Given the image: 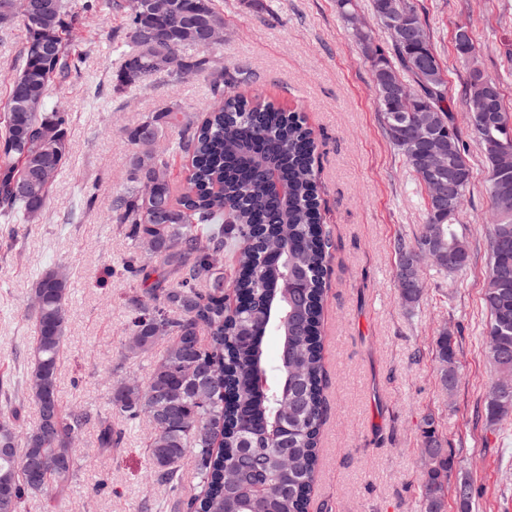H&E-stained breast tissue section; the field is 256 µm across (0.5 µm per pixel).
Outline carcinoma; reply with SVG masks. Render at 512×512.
I'll return each instance as SVG.
<instances>
[{"label": "carcinoma", "instance_id": "obj_1", "mask_svg": "<svg viewBox=\"0 0 512 512\" xmlns=\"http://www.w3.org/2000/svg\"><path fill=\"white\" fill-rule=\"evenodd\" d=\"M175 16L148 18L137 0H84L82 13L66 0L40 21H23L26 39L0 123V222L41 224L58 171L69 157V113L48 106L51 85L79 71L71 37L81 14L119 11L125 18L129 50L116 74L120 86L145 83L165 74L179 80L185 69L208 77L212 104L197 117L179 106L146 116L125 130L131 147L130 185L112 199V216L126 226L134 247L124 272L140 282L149 301L136 307L126 329L138 338L125 358L152 352L155 326L167 328L169 344L153 358L142 381L113 387L110 402L121 417H142L151 425L145 439V477L172 484L183 459L197 462L199 491L173 502V512H309L325 416L323 364L324 277L331 239L322 222L320 186L313 168V132L300 112L235 91L237 75L212 55L203 32L224 27L218 0H177ZM420 41L391 38L392 56L366 37L361 49L371 64L378 110L385 133L426 192V223L436 225V245L452 263L439 271H459L470 260L457 214L473 178L447 83L419 12L408 4ZM172 35L173 59L158 70L137 41L144 26ZM468 64L465 105L472 113L482 89L500 88V79L475 58L473 40L456 47ZM431 114L456 161V179L432 183L420 167L431 147L416 140L417 121ZM487 160L492 220L486 227L488 273L484 303L489 314L486 347L495 380L512 375V189L501 195L492 174L512 165V125L471 128ZM173 134L165 148L158 141ZM189 159L175 183L171 154ZM46 180L21 192L17 185L38 172ZM149 237L153 254L140 253ZM426 235L397 243V276L412 266L416 284L400 289L404 304L419 301L425 289ZM232 256L235 274L228 283L215 260ZM67 270L49 269L32 289V346L26 389L39 411L33 427L22 430L21 411L0 414V502L20 512L28 495L60 497L73 478L78 459L36 470L33 464L70 446L90 420L82 409L66 410L58 397L68 318ZM173 309L178 317L166 316ZM274 332L280 356L271 362L263 338ZM454 336L434 341L442 389L460 382L451 363ZM196 365L190 370L189 365ZM277 373L270 382V373ZM288 399V433L273 439V421ZM512 412V393L489 397L486 416L500 420ZM420 448V512H447L448 476L454 460L432 417L423 419ZM97 445L112 453L122 432L112 418L97 422Z\"/></svg>", "mask_w": 512, "mask_h": 512}]
</instances>
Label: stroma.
<instances>
[{
    "mask_svg": "<svg viewBox=\"0 0 512 512\" xmlns=\"http://www.w3.org/2000/svg\"><path fill=\"white\" fill-rule=\"evenodd\" d=\"M219 2L224 41L214 53L226 67L248 66L239 92L301 111L317 143L314 169L332 247L323 328L326 413L312 512H420L418 448L429 414L454 458L450 486L472 482L474 512H512V417L492 424L485 414L484 227L491 202L485 158L463 105L467 73L453 43L456 28L468 26L481 66L499 76L512 113V0H411L444 66L473 180L457 215L471 260L456 272L427 269L424 294L410 307L399 297L394 243L422 235L426 193L384 133L370 66L337 0ZM124 26L116 11L82 19L73 41L80 72L50 94L70 114L71 154L47 200L48 220L0 224V412L22 406L30 427L38 409L25 394L32 338L25 313L46 268L62 264L70 276L62 404L106 413L116 363L128 374L146 373L148 358H121L142 296L121 274L132 245L109 212L129 176L123 131L175 103L198 113L212 102L201 75L176 83L158 76L117 89ZM24 37L18 22L0 31V114ZM90 194L95 203L88 207L83 199ZM444 329L458 343L461 380L450 396L432 351ZM112 423L122 443L110 454L98 448L95 424L80 432V467L57 512H168L174 497L194 494V457L183 460L178 487L147 482L148 420Z\"/></svg>",
    "mask_w": 512,
    "mask_h": 512,
    "instance_id": "obj_1",
    "label": "stroma"
}]
</instances>
